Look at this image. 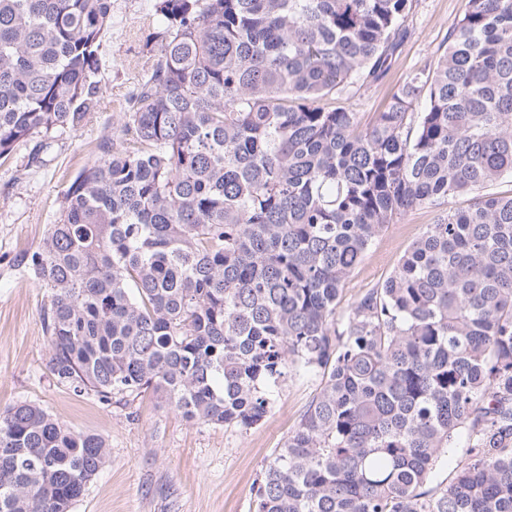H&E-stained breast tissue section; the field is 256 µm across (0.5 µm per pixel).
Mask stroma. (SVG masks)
I'll use <instances>...</instances> for the list:
<instances>
[{"mask_svg": "<svg viewBox=\"0 0 512 512\" xmlns=\"http://www.w3.org/2000/svg\"><path fill=\"white\" fill-rule=\"evenodd\" d=\"M467 9L468 0H413L410 34L386 75L329 97V105L366 117L382 111L408 74L434 65L449 26ZM162 28L153 0H112L99 111L78 129L56 133L40 160L32 158L31 139L0 159V411L36 403L73 430L107 440L109 457L72 512H253L264 460L297 425L318 387L315 378L290 373L270 415L248 430L185 420L149 394L108 405L75 395L46 369L48 292L22 264L57 221L70 183L100 157L103 139L118 132L128 98L150 66L146 44ZM437 215L418 208L388 225L347 278L343 305L381 285Z\"/></svg>", "mask_w": 512, "mask_h": 512, "instance_id": "35a3bbf8", "label": "stroma"}]
</instances>
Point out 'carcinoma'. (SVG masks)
<instances>
[{
  "instance_id": "1",
  "label": "carcinoma",
  "mask_w": 512,
  "mask_h": 512,
  "mask_svg": "<svg viewBox=\"0 0 512 512\" xmlns=\"http://www.w3.org/2000/svg\"><path fill=\"white\" fill-rule=\"evenodd\" d=\"M412 6L155 0L120 135L26 258L75 393L247 430L288 372L320 379L254 512H512V193L488 191L512 178V0H469L369 122L322 104L383 77ZM111 20V0H0V158L99 110ZM423 207L436 223L342 308ZM108 455L35 403L0 411V512H71ZM438 210L434 208L414 209L376 237L360 263L346 280L342 308H347L358 295L381 285L394 271L401 256L411 242L427 224H433Z\"/></svg>"
}]
</instances>
